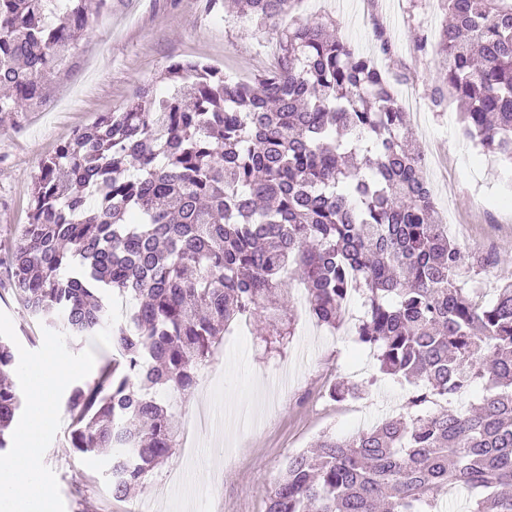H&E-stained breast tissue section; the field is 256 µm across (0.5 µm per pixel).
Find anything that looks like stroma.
I'll use <instances>...</instances> for the list:
<instances>
[{"instance_id":"1","label":"stroma","mask_w":512,"mask_h":512,"mask_svg":"<svg viewBox=\"0 0 512 512\" xmlns=\"http://www.w3.org/2000/svg\"><path fill=\"white\" fill-rule=\"evenodd\" d=\"M290 17L333 19L339 36L367 55H376L375 27L390 33L395 51L377 62L409 76L395 91L414 93L417 146L439 163L434 200L448 216L450 237L463 251L499 256L477 276L485 292L512 281V167L480 155L461 136L456 102L436 110L428 98L440 74L438 56L416 43L444 21L441 0H296ZM277 53L255 23L212 11L207 0H112L111 15L90 17L78 66L52 84L43 107L17 120L0 114V312L10 316L17 338L43 334L7 291L10 249L27 222L42 161L100 115L124 108L172 62L194 59L246 80L271 68ZM362 314L361 299H353L339 326L328 329L299 311L294 336L270 349L254 325H247L244 343L225 334L223 376L201 370L196 388L181 400L182 418L210 416L196 453L174 454L125 500L110 501L102 458H79L67 448L70 418L62 416L44 462L56 474L66 512L85 505L93 512H136L147 503L160 512H264L288 457L322 434L348 436L403 411L412 388L380 374L372 351L357 341ZM342 378L367 382L362 398L329 400L327 387ZM176 471L184 474L177 484L170 480Z\"/></svg>"}]
</instances>
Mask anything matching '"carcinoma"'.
I'll use <instances>...</instances> for the list:
<instances>
[{
	"instance_id": "cac0c4a2",
	"label": "carcinoma",
	"mask_w": 512,
	"mask_h": 512,
	"mask_svg": "<svg viewBox=\"0 0 512 512\" xmlns=\"http://www.w3.org/2000/svg\"><path fill=\"white\" fill-rule=\"evenodd\" d=\"M296 0H240L275 36L272 68L241 83L191 60L45 159L10 255L13 296L72 343L109 323L104 294L133 300L112 326L117 354L66 398L69 447L109 448L112 498L126 497L179 445L170 397L242 318L295 332L275 303L299 280L307 311L336 327L363 299L357 341L379 372L414 386L406 412L348 438L320 436L288 458L265 512H512V282L486 300L461 270L499 262L463 253L440 222L413 130L374 57L333 37L331 21L279 20ZM432 44L444 69L430 103L462 108L465 138L512 163V0H443ZM112 0H0V113L39 108L71 64L90 14ZM14 344L0 337V452L25 400ZM484 382L477 406L462 396ZM363 383L338 381L334 401ZM443 401L441 411L421 408Z\"/></svg>"
}]
</instances>
